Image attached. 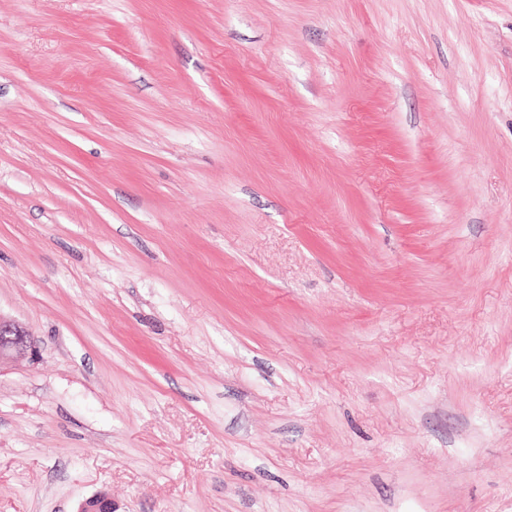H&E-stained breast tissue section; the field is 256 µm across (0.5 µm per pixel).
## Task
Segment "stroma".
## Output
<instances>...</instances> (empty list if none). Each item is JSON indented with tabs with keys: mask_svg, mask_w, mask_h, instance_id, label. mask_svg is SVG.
<instances>
[{
	"mask_svg": "<svg viewBox=\"0 0 512 512\" xmlns=\"http://www.w3.org/2000/svg\"><path fill=\"white\" fill-rule=\"evenodd\" d=\"M0 512H512V0H0ZM32 343L19 322L0 315V364L24 357L32 350Z\"/></svg>",
	"mask_w": 512,
	"mask_h": 512,
	"instance_id": "stroma-1",
	"label": "stroma"
}]
</instances>
